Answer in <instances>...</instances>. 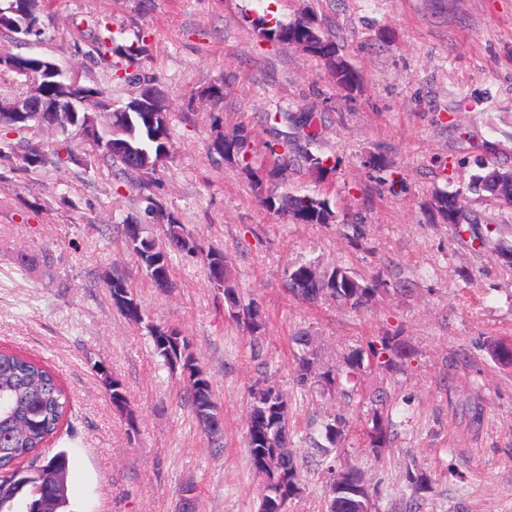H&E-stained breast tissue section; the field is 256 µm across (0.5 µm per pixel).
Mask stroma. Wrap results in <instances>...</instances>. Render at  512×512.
<instances>
[{
    "label": "stroma",
    "instance_id": "1",
    "mask_svg": "<svg viewBox=\"0 0 512 512\" xmlns=\"http://www.w3.org/2000/svg\"><path fill=\"white\" fill-rule=\"evenodd\" d=\"M314 18L334 35L354 69L340 88L301 48L266 41L257 18ZM108 19L119 44L145 37L131 73L154 78L172 121V149L156 191L201 247L174 258L168 293L152 288L118 225L143 218L144 201L104 170H46L0 181V348L43 362L70 396L58 438L44 454L68 450L71 512H257L259 479L245 448L250 390L267 377L288 399L291 442L310 455V438L340 415L337 452L302 470L288 512H323L331 469L354 467L376 512H512V365L489 353L512 341V208L469 192L477 159L512 160V0H50L43 33L21 53L51 58L114 104L137 84L93 63L81 31ZM222 85L219 103L203 91ZM312 113L319 135L302 138L294 118ZM249 135V162L209 155L217 135ZM297 145L327 159L325 176L299 163L254 187L271 151ZM328 200L330 224H285L265 212L261 192ZM456 194L489 240L473 241L434 216L438 194ZM227 252L233 286L265 316L259 374L249 338L208 278L205 250ZM26 252L33 270L20 274ZM341 266L387 293L360 309L330 299L310 304L285 288L297 263ZM124 273L149 321L176 328L210 375L224 415L213 446L184 401L178 372L162 366L144 326L113 308L105 279ZM313 334L319 366L345 367L360 353L357 399L297 386L293 336ZM408 354L385 370L369 354L383 336ZM123 381L129 414L112 405L100 370ZM483 409L473 424L468 406ZM394 435L374 454L375 417ZM432 482L414 492L410 473Z\"/></svg>",
    "mask_w": 512,
    "mask_h": 512
}]
</instances>
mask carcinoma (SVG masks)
Here are the masks:
<instances>
[{
  "label": "carcinoma",
  "instance_id": "carcinoma-1",
  "mask_svg": "<svg viewBox=\"0 0 512 512\" xmlns=\"http://www.w3.org/2000/svg\"><path fill=\"white\" fill-rule=\"evenodd\" d=\"M46 8L45 0H9L8 6L0 8V34L15 44L42 34L41 17ZM260 34L269 41L286 43L305 40L313 44L310 54L321 59L331 71L336 85L349 89L356 78L351 66L343 59L338 60L335 43L313 22L305 25L290 22H275L260 18L256 21ZM85 38L90 42L88 54L100 59L119 54L132 59L142 53V46H122L115 44L112 28L101 22L95 29L87 30ZM42 89L49 95L63 100L75 94L81 95L84 105L80 110L94 113L109 111L112 124L98 130V139L87 145L84 156L75 154L73 142L81 139L75 128L58 129L63 139L51 148L44 147L37 138L42 129L37 120H0V178L9 173H30L45 169L57 171L71 163L85 171L100 165L125 180L127 185L138 190L147 202L145 212H162V206L154 197L155 181L152 176L169 158L171 149V113L164 108L155 112H142L132 108L128 101L119 108L112 105L106 91L100 87L78 84L71 86V78L59 83L47 77ZM249 138L244 132L228 140L217 136L208 150L219 156L234 155L250 169L247 161ZM300 157L311 171L322 175L329 171L327 161L309 154L295 146L281 153H274L273 166L266 172L275 178L287 168L294 157ZM481 172L473 175L470 190L502 205L512 207V168H503L493 163L480 161ZM262 207L270 214L296 224H329L335 218L334 212L325 199L308 195H287L267 193L260 199ZM437 214L458 228L461 224L470 225L471 231L479 239L483 232H492L491 226L478 227V221L470 218L459 205L458 197L448 193L440 194L435 203ZM122 235L126 249L136 258L153 288L166 293L172 287V255L193 257L199 251L196 237L186 231L184 225L172 214H167L164 237L157 240L148 235L145 225L134 218L122 223ZM207 270L210 279L222 278L217 287L224 289V297L229 304V315L242 328L250 339L251 358L259 360L263 353L265 315L260 306L250 301L242 303L232 287V270L226 253L220 249H210L206 254ZM285 282L288 293L308 303H315L329 297L353 308H364L373 297L383 291V284L374 287L360 281L350 271L342 267L318 269L310 262L298 263L287 269ZM113 308L127 320L145 324L154 353L163 359L164 365L173 371L197 370L203 373L199 382H186L189 405L199 423L211 416H219L220 410L215 398L213 383L192 350L188 339L169 326L145 322L141 304L130 287L128 279L120 273H113L105 282ZM299 347L295 356L296 384L305 388L313 383L326 387H337L343 398H354V389H347L343 382L354 380L351 369L359 359L348 361L349 371L333 367L321 372L317 368L315 350L309 346L311 336L302 332L293 337ZM492 356L502 363H512V342L496 339L490 343ZM369 353L383 363L390 365L393 358H403L405 354L388 338L380 345L370 344ZM113 407L121 412L128 411V398L123 383L112 379L106 387ZM67 396L51 371L42 363L10 351H0V448L8 453L0 455V512H36V500L41 494L55 498L56 512H66L69 506L67 492L59 491L54 484V473L62 468L70 470L71 457L68 451L60 450L49 458H41L39 450L61 428L65 418ZM250 409L252 413L266 410L271 417L279 418L269 430V439L261 442L252 431L246 433V453L248 463L260 477L259 512H269V502L279 507V512H288V502L301 491V469L304 458L295 451L284 452V440L288 437V400L272 386L263 383L251 391ZM345 420L341 416L322 425L320 435L326 444L314 443V448L326 456L336 447ZM371 451L375 454L387 447L390 442L389 425L382 420L375 421L367 433ZM31 457L35 464L25 470L9 467L12 462ZM325 510L333 512H363L374 508L372 493L361 473L348 469L334 474Z\"/></svg>",
  "mask_w": 512,
  "mask_h": 512
}]
</instances>
